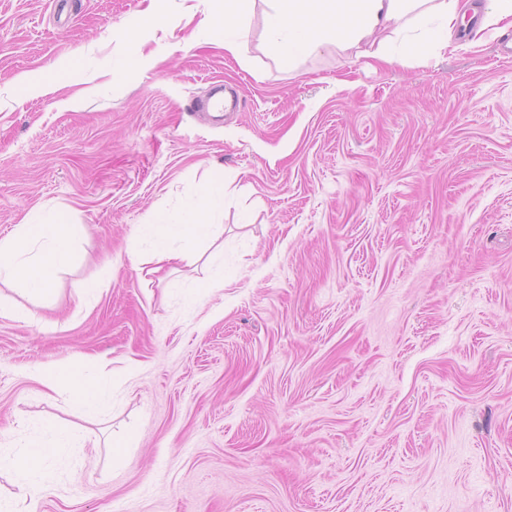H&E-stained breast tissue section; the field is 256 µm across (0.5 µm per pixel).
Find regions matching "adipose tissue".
Wrapping results in <instances>:
<instances>
[{"label":"adipose tissue","instance_id":"adipose-tissue-1","mask_svg":"<svg viewBox=\"0 0 512 512\" xmlns=\"http://www.w3.org/2000/svg\"><path fill=\"white\" fill-rule=\"evenodd\" d=\"M273 10L267 41L277 54L293 58L310 55L331 46L352 47L385 31L413 28L414 44L433 52L448 47L464 0H270ZM223 196L214 188L204 202L190 214L138 225L137 239L146 246L145 263L163 269L187 259L201 246L218 240L224 227L210 223L206 214L216 208ZM74 240V227L66 219L48 224H21L14 233L0 240V283L23 287L33 298L51 292L57 272L67 267ZM44 383L55 389L71 387L70 404L87 421L102 418L110 408L105 383L90 375L73 380L67 365L58 366ZM83 434L69 429H50L29 439L26 452L13 460L25 485L42 479V460L61 448H81Z\"/></svg>","mask_w":512,"mask_h":512}]
</instances>
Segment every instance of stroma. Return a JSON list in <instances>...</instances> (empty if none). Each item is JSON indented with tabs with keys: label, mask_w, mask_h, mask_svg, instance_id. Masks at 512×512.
Returning <instances> with one entry per match:
<instances>
[{
	"label": "stroma",
	"mask_w": 512,
	"mask_h": 512,
	"mask_svg": "<svg viewBox=\"0 0 512 512\" xmlns=\"http://www.w3.org/2000/svg\"><path fill=\"white\" fill-rule=\"evenodd\" d=\"M269 12L234 57L222 0H0V239L77 231L32 320L0 317V496L67 426L37 512H512V61L472 26L288 62ZM216 82L242 111H192ZM215 186L223 260L139 272L136 225ZM60 364L108 416L44 386ZM44 384L50 388H59L69 384L71 395L69 401L75 412L87 421H96L102 418L110 408V400L105 383L94 375L74 382L67 365L58 366L52 373L44 378ZM85 436L69 429H49L26 442L29 448L23 455L12 461L13 467L23 476V484L31 486L42 479L40 464L59 448H84Z\"/></svg>",
	"instance_id": "obj_1"
}]
</instances>
